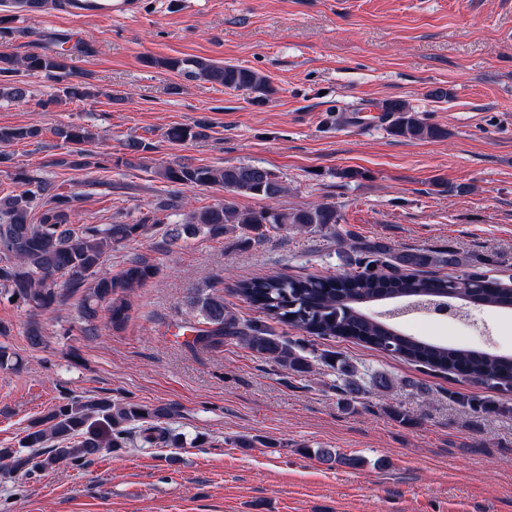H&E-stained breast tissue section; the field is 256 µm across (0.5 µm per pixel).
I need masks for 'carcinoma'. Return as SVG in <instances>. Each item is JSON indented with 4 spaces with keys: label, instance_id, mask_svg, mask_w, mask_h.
<instances>
[{
    "label": "carcinoma",
    "instance_id": "cac0c4a2",
    "mask_svg": "<svg viewBox=\"0 0 512 512\" xmlns=\"http://www.w3.org/2000/svg\"><path fill=\"white\" fill-rule=\"evenodd\" d=\"M12 6L33 12L60 5V0H0V6ZM66 41L58 39L54 47L32 53L22 59L0 51V75L43 72L58 80L70 78L66 60ZM159 67L185 76L218 84L227 90L249 89L259 103L276 93L267 77L256 70L232 64H220L196 57L189 59H153ZM25 83L13 80L0 84V98L23 101ZM381 110L391 117L390 132L406 140L436 139L446 136L441 127L418 116L404 100H390ZM36 125L0 127V148L41 136ZM71 149L49 161L61 169L93 170L104 168L103 160L82 145L94 141L89 128L69 124L56 130ZM193 128L172 127L166 139L173 144L198 138ZM130 157L125 163L147 160L143 164L155 176L172 186H221L233 193L263 200L280 197L286 187L272 171L251 165L225 167L200 166L186 162H154L148 154L156 146L142 140L126 144ZM12 181L23 190L0 194V298L17 301L32 312H45L69 294L82 292L80 318L86 323L99 319L105 311V323L118 329L130 318L128 294L154 278L158 269L144 260H135L117 274L104 269L112 250L135 240L148 225L168 224L171 207L160 206L150 215L131 219L118 214L109 224L74 226V202L77 196L60 193L50 180L34 173L20 172ZM336 208L318 204L293 212L274 207L242 211L230 202L191 211L169 230L170 245L202 234L221 238L236 232L240 242L249 244L264 236L268 229L325 227L338 223ZM339 259L348 271L339 276L288 277L281 275L238 280L232 286L257 309L259 316L245 319L224 305L223 291L192 297L190 304L200 319L194 342L206 346L235 340L250 352L297 374L311 372L312 364L296 344L274 333L271 323L288 325L310 336L342 338L365 344L393 357L420 366L465 377L489 389L512 390V357L485 350H473L421 340L400 331L392 318L373 317L364 311L367 304L390 300L396 305L409 300L427 306L457 292L460 316L469 306L480 305L512 309V289L502 288L491 276L464 271L457 276H429L426 269L436 266L468 267L469 260L450 251L394 252L377 241L350 237L343 241ZM327 364L343 380V395L350 403L360 386L354 379V367L334 355ZM175 414L170 406L149 407L132 401L118 402L109 397L68 398L33 420L24 430L16 448H0V460L13 474L30 476L49 471L67 462L81 468L98 458L106 448H124L131 439V426L138 428L140 439L160 448H180L183 439L167 427ZM52 447H47V443ZM319 458L329 465L356 467L360 460L332 448L318 450Z\"/></svg>",
    "mask_w": 512,
    "mask_h": 512
}]
</instances>
